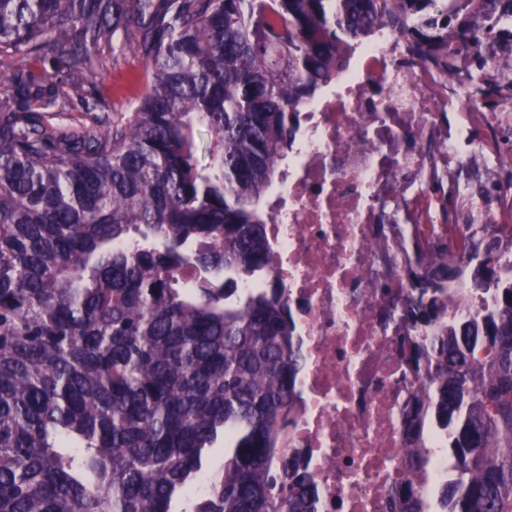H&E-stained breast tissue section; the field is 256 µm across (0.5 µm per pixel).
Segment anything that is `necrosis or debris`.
<instances>
[{"label":"necrosis or debris","mask_w":512,"mask_h":512,"mask_svg":"<svg viewBox=\"0 0 512 512\" xmlns=\"http://www.w3.org/2000/svg\"><path fill=\"white\" fill-rule=\"evenodd\" d=\"M407 39L384 28L335 88L297 115L280 184L268 198L270 265L303 355L283 443L313 475V512H393L408 466L403 424L416 388L400 355L406 329L397 285L401 224H507L512 190L464 211L429 207L423 182L447 177L480 139L486 159L512 166V98L496 110L448 84Z\"/></svg>","instance_id":"1"}]
</instances>
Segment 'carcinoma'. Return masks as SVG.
I'll list each match as a JSON object with an SVG mask.
<instances>
[{
    "mask_svg": "<svg viewBox=\"0 0 512 512\" xmlns=\"http://www.w3.org/2000/svg\"><path fill=\"white\" fill-rule=\"evenodd\" d=\"M0 0V512H311L280 446L301 355L268 267L265 205L296 114L382 28L493 107L512 0ZM151 73L138 112L87 132L31 97L22 62ZM472 46L453 66V44ZM33 98L25 107L18 97ZM400 298L416 374L399 512H512V224L415 237ZM462 284L470 314L442 297ZM458 475L417 485L425 433Z\"/></svg>",
    "mask_w": 512,
    "mask_h": 512,
    "instance_id": "carcinoma-1",
    "label": "carcinoma"
}]
</instances>
